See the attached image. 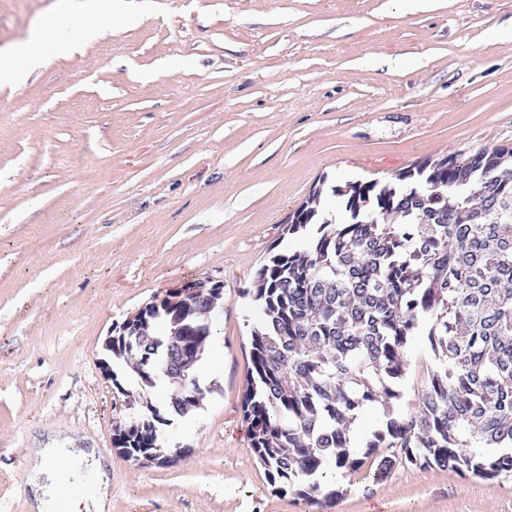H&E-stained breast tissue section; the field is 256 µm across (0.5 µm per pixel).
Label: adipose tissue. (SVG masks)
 <instances>
[{
	"mask_svg": "<svg viewBox=\"0 0 512 512\" xmlns=\"http://www.w3.org/2000/svg\"><path fill=\"white\" fill-rule=\"evenodd\" d=\"M42 40V33L33 34L27 53L22 55L9 49L0 51L1 84L20 83L28 66L40 64ZM25 467L29 474L31 512H53L59 503L63 504L64 512H109L112 476L97 449L30 448L25 453ZM79 471L90 478V490H75L68 484V476Z\"/></svg>",
	"mask_w": 512,
	"mask_h": 512,
	"instance_id": "adipose-tissue-1",
	"label": "adipose tissue"
}]
</instances>
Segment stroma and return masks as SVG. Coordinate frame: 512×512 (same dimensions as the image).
Wrapping results in <instances>:
<instances>
[{"instance_id":"1","label":"stroma","mask_w":512,"mask_h":512,"mask_svg":"<svg viewBox=\"0 0 512 512\" xmlns=\"http://www.w3.org/2000/svg\"><path fill=\"white\" fill-rule=\"evenodd\" d=\"M50 23L44 60L0 86V512H29L24 454L72 440L112 461V512H512V477L394 466L341 479L329 510L271 486L243 416L245 296L314 186L394 181L426 158L512 148V0H129L87 26L59 0H0V49ZM72 42L56 51L54 37ZM223 281L201 379L174 420L193 453L112 448L116 326L186 282ZM398 413L433 355L406 348Z\"/></svg>"}]
</instances>
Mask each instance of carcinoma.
Wrapping results in <instances>:
<instances>
[{
  "mask_svg": "<svg viewBox=\"0 0 512 512\" xmlns=\"http://www.w3.org/2000/svg\"><path fill=\"white\" fill-rule=\"evenodd\" d=\"M332 192L340 213L319 210L315 189L285 225L308 245L271 256L244 291L260 313L244 417L270 484L315 503L328 472L353 475L373 457L375 480L397 464L512 476V151L427 159L395 183ZM218 299H188L178 323L154 315L153 336L115 331L113 360L135 364L122 381L112 373L120 406L134 409L128 423L144 420L137 390L163 379L177 384L171 407L190 414L202 389L195 373L179 379L182 354L204 358L211 325L202 312ZM184 325L205 335H177ZM423 330L437 368L417 410L353 450L350 424L367 404L400 398L404 349ZM154 434L151 421L122 446L159 463L181 453Z\"/></svg>",
  "mask_w": 512,
  "mask_h": 512,
  "instance_id": "obj_1",
  "label": "carcinoma"
}]
</instances>
